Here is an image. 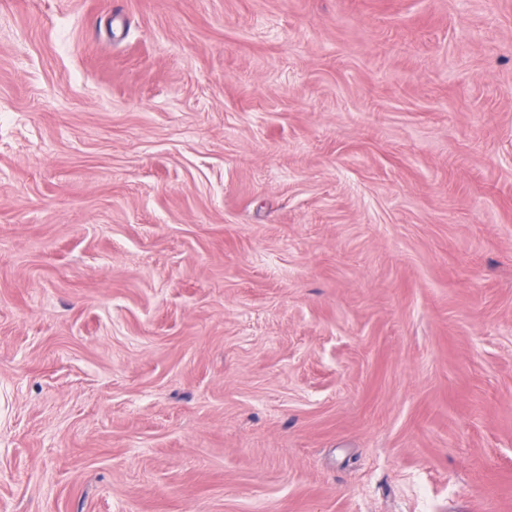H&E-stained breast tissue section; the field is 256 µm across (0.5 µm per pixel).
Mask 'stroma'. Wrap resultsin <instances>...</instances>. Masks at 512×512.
Segmentation results:
<instances>
[{"mask_svg": "<svg viewBox=\"0 0 512 512\" xmlns=\"http://www.w3.org/2000/svg\"><path fill=\"white\" fill-rule=\"evenodd\" d=\"M0 512H512V0H0Z\"/></svg>", "mask_w": 512, "mask_h": 512, "instance_id": "stroma-1", "label": "stroma"}]
</instances>
